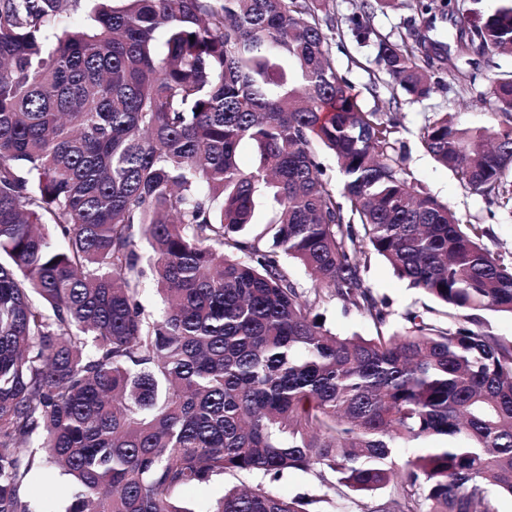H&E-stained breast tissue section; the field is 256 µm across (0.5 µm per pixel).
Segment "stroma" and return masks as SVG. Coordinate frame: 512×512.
Here are the masks:
<instances>
[{
    "instance_id": "stroma-1",
    "label": "stroma",
    "mask_w": 512,
    "mask_h": 512,
    "mask_svg": "<svg viewBox=\"0 0 512 512\" xmlns=\"http://www.w3.org/2000/svg\"><path fill=\"white\" fill-rule=\"evenodd\" d=\"M358 3L359 0H332L330 4L337 69L348 74L366 109L384 112L389 107H397L401 117V135L411 146L407 166L412 180L447 202L463 222L489 227L490 234L484 240L486 247L511 263L512 213L502 210L489 212L483 196L463 188L452 172L436 164L421 148L418 134L427 117L436 112L450 113L454 122L463 127L480 128L495 124V112L481 105L479 99L489 91V76L512 72V51L492 52L489 67L478 73L463 63L456 74L434 76L435 88L431 97L413 101L399 88L386 84L375 62L373 46L357 44L348 30L346 18ZM370 24L377 35L396 43L411 40L417 32L450 45L456 41L457 27L453 17H439L434 23H427L417 12L416 0H404L398 7L375 11ZM364 277L377 298L389 301L394 312L393 327L401 326V316L405 311H421L434 305L428 296L408 288L406 282L400 280L377 254H368ZM319 311L326 326L337 335L368 337L376 333L371 319L342 300H323Z\"/></svg>"
}]
</instances>
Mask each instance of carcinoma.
Wrapping results in <instances>:
<instances>
[{
	"mask_svg": "<svg viewBox=\"0 0 512 512\" xmlns=\"http://www.w3.org/2000/svg\"><path fill=\"white\" fill-rule=\"evenodd\" d=\"M79 2L0 0V512H47L32 484L53 470L74 488L65 512H193L183 492L226 475L252 482L207 512H312L385 488L367 512H499L512 340L482 313L512 315V264L409 180L397 113L364 109L336 69L329 0H93L72 27ZM392 2L361 0L358 41ZM456 26L454 56L379 41L381 72L429 98L454 59L512 45V0ZM482 101L500 123L436 112L419 141L502 209L512 74ZM367 249L453 320L408 310L388 328ZM287 257L377 334L326 329ZM400 443L417 451L400 460ZM295 472L317 493L274 490Z\"/></svg>",
	"mask_w": 512,
	"mask_h": 512,
	"instance_id": "1",
	"label": "carcinoma"
}]
</instances>
